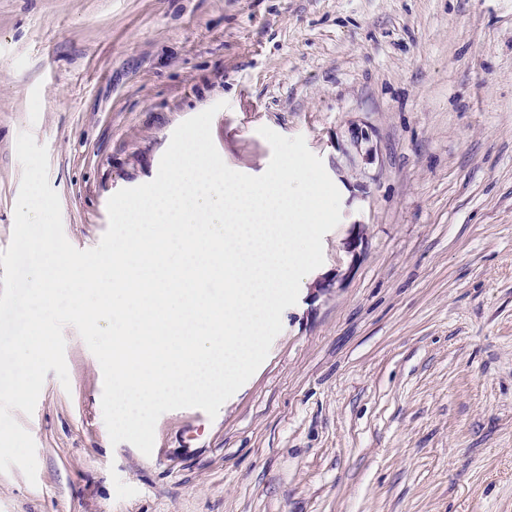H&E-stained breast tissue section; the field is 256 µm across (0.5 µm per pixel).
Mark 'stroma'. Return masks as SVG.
I'll use <instances>...</instances> for the list:
<instances>
[{
  "mask_svg": "<svg viewBox=\"0 0 512 512\" xmlns=\"http://www.w3.org/2000/svg\"><path fill=\"white\" fill-rule=\"evenodd\" d=\"M212 106L233 170L267 169L262 126L321 158L323 265L216 418L162 414L148 456L65 327L69 386L13 413L37 481L0 473V512H512V0H0V251L20 132L85 250Z\"/></svg>",
  "mask_w": 512,
  "mask_h": 512,
  "instance_id": "35a3bbf8",
  "label": "stroma"
}]
</instances>
